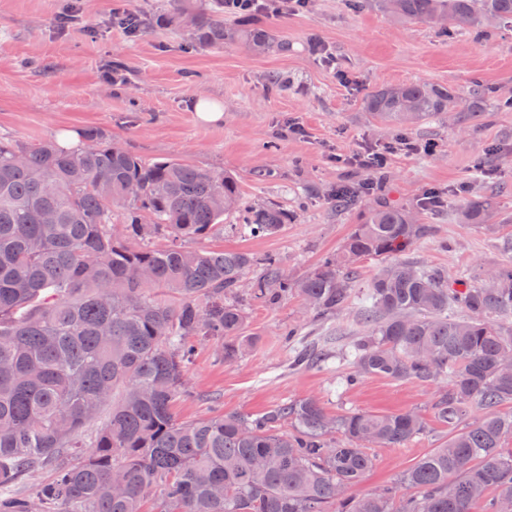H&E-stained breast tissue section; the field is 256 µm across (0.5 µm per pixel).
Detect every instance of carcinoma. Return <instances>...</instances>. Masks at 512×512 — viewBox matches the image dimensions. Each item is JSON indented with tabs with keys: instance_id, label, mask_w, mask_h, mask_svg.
I'll use <instances>...</instances> for the list:
<instances>
[{
	"instance_id": "obj_1",
	"label": "carcinoma",
	"mask_w": 512,
	"mask_h": 512,
	"mask_svg": "<svg viewBox=\"0 0 512 512\" xmlns=\"http://www.w3.org/2000/svg\"><path fill=\"white\" fill-rule=\"evenodd\" d=\"M398 20L429 24L452 39L489 19L512 26V0H378ZM168 22L186 26L184 49L220 48L224 0L196 8L171 0ZM252 49L275 44L266 26L244 30ZM450 86H383L365 110L392 127L413 128L448 110ZM85 144L64 149L0 140V512H483L512 510V260L480 280L449 279L399 259L431 227L419 211L383 203L354 225L340 252L301 280L279 259L244 250L187 249V239L224 230L242 217L254 236L288 223L279 205L247 206L238 179L180 159L146 162L88 127ZM364 188L341 184L340 208ZM492 198H467L469 223ZM164 235L165 242L150 239ZM381 268L352 295L356 264ZM249 299L274 305L297 294L313 317L357 300L365 330L345 360L355 386L368 375L438 381L435 404L448 441L398 482L348 494L373 465L367 446L395 448L424 430L414 412L329 415L319 399L286 402L255 417L216 413L184 421V395L196 338L224 342L235 361L246 334L241 282L255 267ZM460 309L463 316L454 311ZM293 365H325L328 353L292 347ZM467 426L458 424L472 411ZM337 433L338 441L329 439ZM57 464L33 497L15 487Z\"/></svg>"
}]
</instances>
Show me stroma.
<instances>
[{
  "instance_id": "35a3bbf8",
  "label": "stroma",
  "mask_w": 512,
  "mask_h": 512,
  "mask_svg": "<svg viewBox=\"0 0 512 512\" xmlns=\"http://www.w3.org/2000/svg\"><path fill=\"white\" fill-rule=\"evenodd\" d=\"M67 2L0 0V140L35 145L98 127L144 160L184 159L234 174L249 204H277L291 220L271 236L228 226L203 243L275 256L296 279L336 253L375 197L419 208L428 191L442 193L445 204L422 210L432 232L406 260L454 278L463 271L484 274L512 259V112L497 111L488 100L476 118L466 113L479 86L512 97V30L488 25L448 40L426 24L395 20L377 0L360 10L349 9L346 0H308L294 12L261 17L284 50L255 54L239 34L240 17L228 14L224 26L234 35L223 48L187 53L183 32L161 23L167 0H75L77 11L63 26ZM119 11L143 19L138 33L114 21ZM412 82L453 87L459 109L407 131L366 112L372 91ZM200 97L221 101V122L198 120L192 104ZM293 125L302 134L290 133ZM404 138L417 151L403 150ZM383 147L390 153L381 169L369 173L350 161L356 152ZM491 149L494 172H475L474 157ZM259 170L266 179H256ZM368 181L373 195L345 210L332 205L336 185ZM463 187L493 198L496 211L487 222H456ZM246 309L255 344L226 363L216 355L217 342H198L189 393L176 407L180 419L216 411L259 414L310 396L332 415L418 413L423 432L404 446L372 449L373 467L353 487L356 496L394 482L448 439V427L435 415L441 384L375 375L352 387L342 383L350 368L335 356L360 329L356 308L323 321L313 320L296 297ZM291 329L305 344L331 352L333 361L291 366Z\"/></svg>"
}]
</instances>
